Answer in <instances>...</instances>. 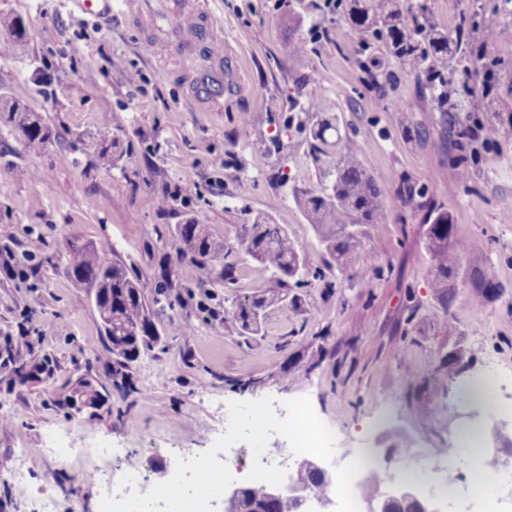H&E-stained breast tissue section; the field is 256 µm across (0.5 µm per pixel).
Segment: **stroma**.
<instances>
[{"label": "stroma", "instance_id": "35a3bbf8", "mask_svg": "<svg viewBox=\"0 0 512 512\" xmlns=\"http://www.w3.org/2000/svg\"><path fill=\"white\" fill-rule=\"evenodd\" d=\"M399 4L408 24L491 25L492 93L512 98V0ZM210 8L214 47L231 56L242 84L218 112L191 101L187 61L137 18L86 17L70 0H0V91L40 116L53 138L44 152H27L19 130L0 119V456L71 427L132 448L201 453L228 402L307 397L349 447L375 449L363 483L375 496L403 448L434 457L455 447L459 426L483 422L461 384L417 386L414 373L462 349L475 372L493 355L512 376V114L500 113L495 141H473L466 161L453 163L458 132L482 118L458 77L447 78L459 107L445 121L430 109L425 75L384 45L362 54L346 14L293 11L286 0H210ZM15 18L26 30L22 47L7 29ZM292 30L318 35L299 58L282 51ZM41 69L51 84L39 83ZM313 103L335 118L339 151L357 154L383 191L382 220L365 225L341 272L299 204L332 182L288 121ZM106 132L119 158L110 168L96 157ZM405 178L452 215L471 243L462 267L500 285L496 299L475 298L462 281L444 308L421 215L397 193ZM178 185L188 199L163 200ZM260 212L287 225L314 277L297 289V308H269L260 332L243 336L232 302L275 290L271 272L249 259L231 287L198 288L177 227L191 220L221 241ZM85 244L148 284L159 338L124 380L112 373L93 296L69 274L71 247ZM82 376L100 407L69 404ZM427 401L434 410L424 411ZM29 467L24 492L0 474V512H24L30 493L97 512L101 485L77 465L36 459Z\"/></svg>", "mask_w": 512, "mask_h": 512}]
</instances>
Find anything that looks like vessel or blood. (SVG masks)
Listing matches in <instances>:
<instances>
[{"mask_svg": "<svg viewBox=\"0 0 512 512\" xmlns=\"http://www.w3.org/2000/svg\"><path fill=\"white\" fill-rule=\"evenodd\" d=\"M139 13L143 23L154 27L157 35L182 45L209 44L214 36L211 24L201 23L198 0H74L79 12L99 16L114 12L116 2ZM237 82L234 68L221 60L197 64L193 74V96L212 110H220L224 95Z\"/></svg>", "mask_w": 512, "mask_h": 512, "instance_id": "b4317fda", "label": "vessel or blood"}]
</instances>
